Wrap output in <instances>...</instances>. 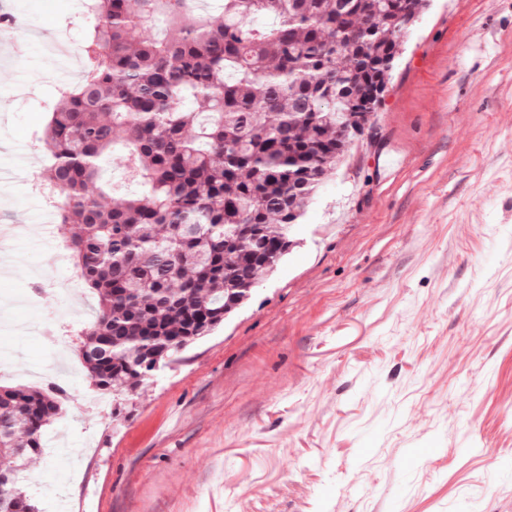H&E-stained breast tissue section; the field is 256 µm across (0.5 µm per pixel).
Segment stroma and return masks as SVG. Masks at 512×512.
Masks as SVG:
<instances>
[{
	"mask_svg": "<svg viewBox=\"0 0 512 512\" xmlns=\"http://www.w3.org/2000/svg\"><path fill=\"white\" fill-rule=\"evenodd\" d=\"M89 0H0L32 22L0 62V383L72 382L26 466L37 512H512V0H431L377 141L327 175L256 294L113 413L75 349L97 308L55 257L43 132Z\"/></svg>",
	"mask_w": 512,
	"mask_h": 512,
	"instance_id": "stroma-1",
	"label": "stroma"
}]
</instances>
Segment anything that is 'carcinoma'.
<instances>
[{
  "instance_id": "carcinoma-1",
  "label": "carcinoma",
  "mask_w": 512,
  "mask_h": 512,
  "mask_svg": "<svg viewBox=\"0 0 512 512\" xmlns=\"http://www.w3.org/2000/svg\"><path fill=\"white\" fill-rule=\"evenodd\" d=\"M429 0H94L93 67L45 130L44 187L98 298L81 361L127 396L244 305L292 248L324 177L374 141L377 102ZM161 18L166 36L143 33ZM122 141L140 191L114 198L101 161ZM61 414L50 390L0 388V512Z\"/></svg>"
}]
</instances>
